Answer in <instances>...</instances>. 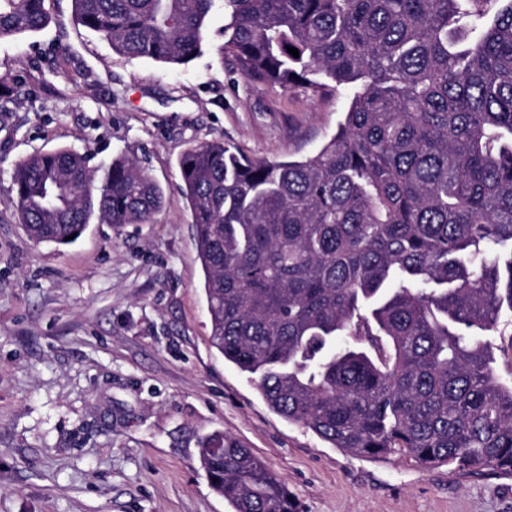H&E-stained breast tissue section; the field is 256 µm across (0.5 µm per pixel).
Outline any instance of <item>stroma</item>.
I'll return each mask as SVG.
<instances>
[{
  "instance_id": "obj_1",
  "label": "stroma",
  "mask_w": 512,
  "mask_h": 512,
  "mask_svg": "<svg viewBox=\"0 0 512 512\" xmlns=\"http://www.w3.org/2000/svg\"><path fill=\"white\" fill-rule=\"evenodd\" d=\"M49 25L0 41L14 90L0 129V512H232L198 449L215 432L263 459L302 512H512V472L346 454L274 413L212 347L191 212L177 166L215 139L255 158L319 150L343 91L272 88L221 57L130 60L45 0ZM72 148L92 167L137 158L163 190L149 224H91L34 243L14 216L15 163Z\"/></svg>"
}]
</instances>
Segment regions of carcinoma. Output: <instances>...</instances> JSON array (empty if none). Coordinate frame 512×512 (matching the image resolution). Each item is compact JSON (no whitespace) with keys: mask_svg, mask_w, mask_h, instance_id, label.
Returning <instances> with one entry per match:
<instances>
[{"mask_svg":"<svg viewBox=\"0 0 512 512\" xmlns=\"http://www.w3.org/2000/svg\"><path fill=\"white\" fill-rule=\"evenodd\" d=\"M222 2L241 72L285 91L342 89L344 120L304 160L222 141L177 163L211 342L267 405L355 456L512 471V381L488 336L512 309V0H72L128 59L183 65ZM44 0H0V40L45 28ZM298 50L295 58L287 47ZM37 243L145 224L163 192L118 155L37 151L12 173ZM233 512H300L265 462L206 438Z\"/></svg>","mask_w":512,"mask_h":512,"instance_id":"cac0c4a2","label":"carcinoma"}]
</instances>
